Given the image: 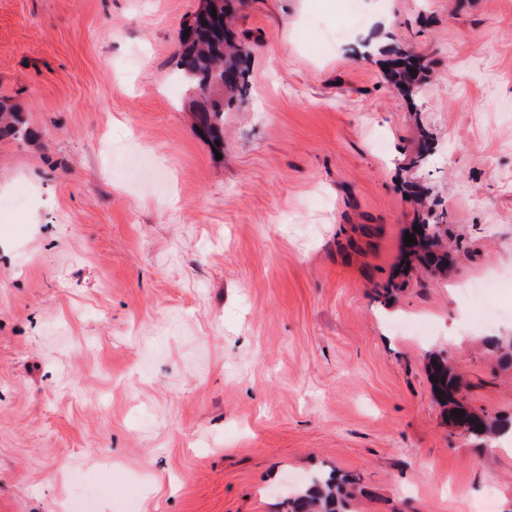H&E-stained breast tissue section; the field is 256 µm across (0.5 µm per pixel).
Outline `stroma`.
I'll use <instances>...</instances> for the list:
<instances>
[{
  "label": "stroma",
  "instance_id": "obj_1",
  "mask_svg": "<svg viewBox=\"0 0 512 512\" xmlns=\"http://www.w3.org/2000/svg\"><path fill=\"white\" fill-rule=\"evenodd\" d=\"M203 6L0 0V512H282L331 471L352 512H512L425 371L512 417V0H235L217 149L175 66ZM409 182L447 273L403 267ZM396 58L392 61L396 63V67L390 68V77L394 82V85L404 93L405 96L412 98L418 93V90L422 84V72L425 65L421 62V59L406 54V51L402 48L395 50ZM409 69H415L418 79L416 82L406 79L405 74L409 72ZM405 85V88H402ZM28 135L29 131L20 123L16 113L6 104H0V138L23 139Z\"/></svg>",
  "mask_w": 512,
  "mask_h": 512
}]
</instances>
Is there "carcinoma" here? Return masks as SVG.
I'll use <instances>...</instances> for the list:
<instances>
[{
  "instance_id": "cac0c4a2",
  "label": "carcinoma",
  "mask_w": 512,
  "mask_h": 512,
  "mask_svg": "<svg viewBox=\"0 0 512 512\" xmlns=\"http://www.w3.org/2000/svg\"><path fill=\"white\" fill-rule=\"evenodd\" d=\"M231 0H207L202 13L205 23L188 26L189 33L182 38L183 50L177 60V71L189 90L197 91L201 101L195 103L193 115L197 128L211 141H222L224 130V105L231 104L247 86L246 66L251 47L237 40L226 22ZM396 66L390 68L394 85L407 97H413L421 87L425 65L421 59L406 54L402 48L395 50ZM415 70L419 79L413 82L405 78L409 70ZM29 131L20 123L16 113L0 104V138L23 139ZM448 214L431 212L421 221L423 234L411 232L416 243L405 246L406 259L416 261L432 272L448 269V251L442 247L440 223L447 221ZM428 376L438 378L432 388L438 389L435 398L443 407L448 422L463 430L481 447H490L506 432L512 431V420L478 413L468 407L460 396L461 383L457 374L441 353L428 356ZM462 410L460 418L451 414ZM357 492V480L351 475L334 472L315 477L305 489L284 498L287 512H349Z\"/></svg>"
}]
</instances>
